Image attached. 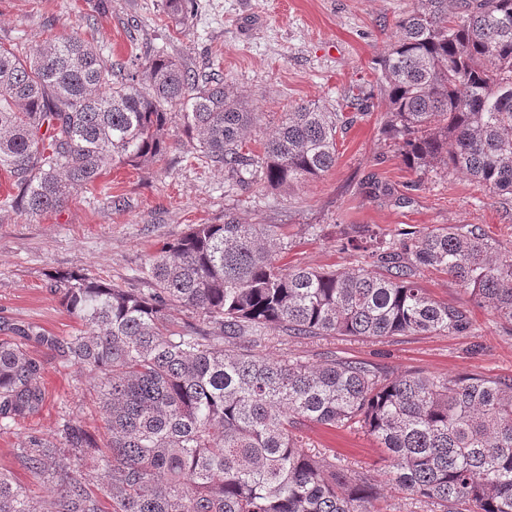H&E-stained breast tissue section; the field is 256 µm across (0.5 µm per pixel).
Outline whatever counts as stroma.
<instances>
[{
	"label": "stroma",
	"mask_w": 512,
	"mask_h": 512,
	"mask_svg": "<svg viewBox=\"0 0 512 512\" xmlns=\"http://www.w3.org/2000/svg\"><path fill=\"white\" fill-rule=\"evenodd\" d=\"M163 2L0 0V42L28 47L77 34L95 37L105 59L116 63L163 52L199 73L220 69L264 114L247 138V148L256 153L282 112L319 103L350 118L338 135L337 164L320 179L287 190L241 186L223 167L194 159L174 119L168 125L173 144L168 159L138 168L110 167L103 180L111 184V195L83 193L37 216L0 206V339H19L28 328L60 338L80 331V322L61 307L50 286L52 273L81 271L129 281L163 243L180 238L191 225L220 224L228 215L244 224L286 225L288 245L276 252L284 268L349 272L369 267L364 253L340 246L343 224H369L383 234L476 224L501 249L512 250V210L464 175L429 177L402 199L368 187L376 180L399 188L413 177L379 134L386 106L379 62L394 39L396 21L413 9L414 0H197L194 15L182 23L164 14ZM353 93L369 99L370 111L351 107ZM420 284L434 299L466 307L472 334L292 340L268 344L266 352L278 357L304 351L314 362L332 349L340 357L376 363L392 376H512V330L469 303L448 275L427 270ZM25 347L44 365L45 402L24 421L0 426V469L46 505L52 488L20 464L17 449L30 434L54 436L65 411L78 413L96 434L102 422L91 373L36 342ZM303 436L308 448L370 476L390 512H430L424 501L394 489L387 454L373 437L313 423L304 426Z\"/></svg>",
	"instance_id": "35a3bbf8"
}]
</instances>
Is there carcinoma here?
Returning <instances> with one entry per match:
<instances>
[{
    "mask_svg": "<svg viewBox=\"0 0 512 512\" xmlns=\"http://www.w3.org/2000/svg\"><path fill=\"white\" fill-rule=\"evenodd\" d=\"M195 0H164L184 20ZM382 135L417 175L457 172L512 202V0H416L381 63ZM178 115L197 159L270 188L314 181L336 166L342 113L309 103L283 113L258 155L246 136L261 113L224 73L200 76L167 54L116 68L80 36L28 50L0 45V172L31 216L99 186L117 164H155ZM283 224H195L163 244L134 282L51 275L85 330L24 332L97 376L105 433L74 412L57 436L31 435L19 462L56 486L48 512H373L363 472L305 448L315 423L372 436L389 452L392 485L435 512H512V377L480 373L391 377L326 350L274 358L270 331L310 342L336 336L468 335L467 310L433 299L417 276L442 271L469 300L512 328V251L476 224L398 229L386 239L351 224L341 246L380 273L277 265ZM141 282L145 287L138 288ZM179 307L187 320L176 325ZM43 366L0 339V423L45 401ZM101 472L95 484L87 461ZM0 512H40L0 471Z\"/></svg>",
    "mask_w": 512,
    "mask_h": 512,
    "instance_id": "carcinoma-1",
    "label": "carcinoma"
}]
</instances>
